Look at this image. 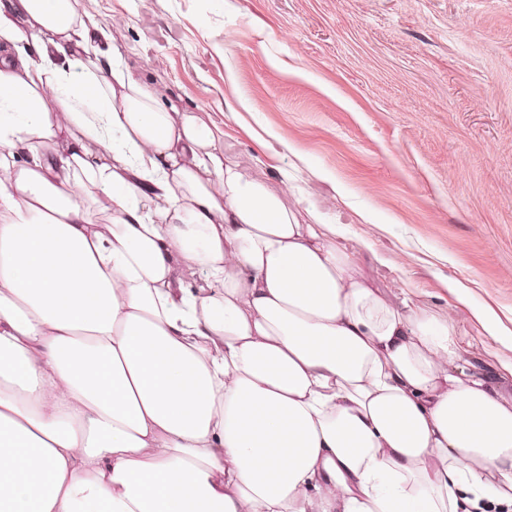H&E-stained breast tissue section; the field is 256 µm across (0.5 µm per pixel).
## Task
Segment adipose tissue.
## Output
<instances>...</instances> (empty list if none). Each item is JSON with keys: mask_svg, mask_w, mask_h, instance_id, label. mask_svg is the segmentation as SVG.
Returning a JSON list of instances; mask_svg holds the SVG:
<instances>
[{"mask_svg": "<svg viewBox=\"0 0 512 512\" xmlns=\"http://www.w3.org/2000/svg\"><path fill=\"white\" fill-rule=\"evenodd\" d=\"M129 22L0 0V512H512L495 309L510 359L458 369L453 322L98 49Z\"/></svg>", "mask_w": 512, "mask_h": 512, "instance_id": "1", "label": "adipose tissue"}]
</instances>
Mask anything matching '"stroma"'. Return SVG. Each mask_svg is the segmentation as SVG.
<instances>
[{"instance_id": "35a3bbf8", "label": "stroma", "mask_w": 512, "mask_h": 512, "mask_svg": "<svg viewBox=\"0 0 512 512\" xmlns=\"http://www.w3.org/2000/svg\"><path fill=\"white\" fill-rule=\"evenodd\" d=\"M125 64L220 127L288 206L387 297L454 318L458 364L500 345L469 308L512 318V0H129ZM370 223H361V215ZM469 307L449 316V282Z\"/></svg>"}]
</instances>
